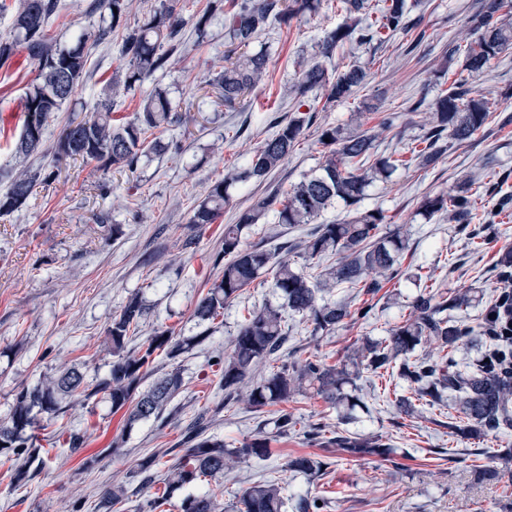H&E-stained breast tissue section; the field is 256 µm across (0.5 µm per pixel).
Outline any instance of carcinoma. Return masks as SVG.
<instances>
[{"label": "carcinoma", "instance_id": "obj_1", "mask_svg": "<svg viewBox=\"0 0 512 512\" xmlns=\"http://www.w3.org/2000/svg\"><path fill=\"white\" fill-rule=\"evenodd\" d=\"M180 0H159V5L144 20L125 27L122 47L128 68L124 77L112 82L108 96L92 106L88 120L71 118L63 126L52 150L54 156L82 158L98 163L107 173L134 171L152 155L169 148L161 139H148L154 130L166 131L182 122L179 103L168 91L158 86L142 99L134 118L122 121L112 116L113 99L120 93L141 87L157 72L165 69L169 59L186 47L183 20L178 10ZM322 0H242L223 6L214 0L213 9L224 11V67L215 73L209 86L219 102L233 108L253 90L266 74L268 51L249 50L256 36L271 26L286 25L300 15L312 16ZM346 16L336 28L325 33L319 42V53L328 62L341 45L361 41L382 44L406 30L411 12L423 0H343ZM504 0H477V10L469 17L473 39L465 46L448 45L443 59L462 58L460 77L438 93L429 105L430 129L423 139L425 147L415 157L421 164L438 159L448 150V140L470 139L487 123L493 113L491 103L470 85V78L482 72L490 61L512 45V26L500 19ZM90 11L99 14L100 23L80 32L68 45L59 43L46 33L50 19L63 9L61 0H0V15L12 17V37L0 40V61L8 60L17 47H23L30 59L38 63V74L25 93L23 124L15 149V157L23 162L10 172L8 188L0 193V215H8L25 206L40 181L54 178L46 167L26 164L43 146L50 119L70 101L80 81L88 76V44L106 40L112 30L123 25L132 10V0H92ZM212 14L203 12L194 24V43L201 45L208 34ZM367 70L349 63L341 71L330 73L320 63L298 61V77L290 87L297 98L298 111L275 125L259 146L249 169V176L262 182L284 164L304 129L312 124L313 108L302 112L307 94L327 91V100L340 102L352 97L365 83ZM320 141L327 153L319 173L303 177L281 194L266 197L243 210L234 224L224 225V263L220 276L196 302L193 315L200 323L213 322L224 313V306L237 299L259 275H270L269 287L283 300L280 305H266L248 313L233 336L229 353L224 356L220 385L225 398L260 409L288 401L293 395L310 392L342 414L361 401L362 388L357 381L367 372L375 377H395L407 383V394H394L393 405L408 416L422 413L425 405L446 404L464 422L459 431L474 439L512 428V320L496 319L497 311L512 310V292L504 290L485 311L479 334L449 312L468 308L481 299L477 288H463L449 298L418 294L408 303L410 313L388 335L363 338L346 359L335 365L319 360L284 362L268 376L254 379L259 363L275 357L288 340V315L298 314L312 326V335L329 334L345 320L368 314L364 309L350 311L348 303L328 298L338 288H358L366 294L378 292L383 284L399 276V259L408 248V238L401 230L381 232L384 214L379 208L360 209L366 188L376 181H386L400 164L390 156L374 155V139L368 134L351 132L342 126L322 129ZM240 174L232 169L210 186L205 199L194 210L191 223L205 227L224 212L230 189ZM475 183L471 175L457 179L453 198L426 195L420 202V213L433 216L448 212L457 224L471 221L470 190ZM341 202L348 216L340 222L320 224L318 219ZM275 204L278 223L290 227L313 224L315 229L300 242L306 261L323 260L336 253V261L316 273L306 267L296 268L286 256L262 247L246 245L243 229L259 223ZM147 315L142 298L130 297L120 313L112 318L107 335L112 345V366L104 378L84 381V375L71 367L58 376H48L32 389L24 388L14 398L7 420L0 422V454L14 459L11 480L26 484L42 471L44 460L37 448L41 415L51 420L64 413L63 402L77 396L89 401L99 394L106 396L112 410L125 411L127 424L159 418L164 407L181 390L183 380L171 371L143 386L147 369L163 353L173 359L206 336L182 339L169 330H158L145 343L128 347L131 331ZM471 344L481 356L459 364L453 353ZM441 353L440 360L430 354H416L423 346ZM298 423L292 413L281 411L270 420L277 436H286ZM304 434L320 440L336 454L349 456L375 455L390 458L395 449L374 436L347 430H336L327 437L321 426L308 425ZM269 432L259 429L254 438L233 450L224 441L205 435L201 423L192 424L183 437L189 445L167 472L166 489L175 492L193 487L198 481L216 478L250 458L271 456ZM330 465L326 459L300 455L288 459L285 468L314 481ZM285 487L274 480H263L243 488L236 508L239 512H283ZM321 497L300 495L294 499L295 512H322L317 504ZM180 512H224L216 493L205 491L186 495Z\"/></svg>", "mask_w": 512, "mask_h": 512}]
</instances>
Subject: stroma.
<instances>
[{"label":"stroma","mask_w":512,"mask_h":512,"mask_svg":"<svg viewBox=\"0 0 512 512\" xmlns=\"http://www.w3.org/2000/svg\"><path fill=\"white\" fill-rule=\"evenodd\" d=\"M474 2L427 0L413 15L417 32L425 34L418 49L410 47L416 32L397 33L377 48L350 42L337 49V63L366 66L365 85L342 102L318 97L316 121L305 129L287 162L265 182L238 183L214 224L200 228L190 219L209 185L222 179L225 170L247 167L262 139L272 133V120L294 112L296 101L284 96L283 89L296 80L298 55L313 56L324 33L343 21L342 0H324L318 15L298 17L261 34L259 43L269 47L264 80L238 111L208 108L188 130L172 127L171 137L181 141L180 153L161 154L134 174H111L107 195L96 187L94 163L61 159L58 178L37 185L21 211L0 217V421L8 416L15 393L34 387L44 376L70 367L88 379L105 376L112 364L107 330L131 295H139L150 309L132 346L166 327L178 336L198 339L188 353L174 359L160 355L152 364L154 375L176 370L183 378L180 394L160 420L127 424L124 412L113 411L100 395L70 404L55 429L42 431L46 466L33 481L13 485L11 463L0 456V512H98L103 495L120 485L127 494L112 512H179L176 496L152 507L153 487L130 479L139 463L157 456L154 477L163 479L176 460L174 450L187 425L201 415L210 421L208 434L223 438L230 448L240 447L259 424L268 422L273 408L246 410L225 402L217 366L247 311L271 300L266 277H259L225 307L206 338H199L193 316L197 300L220 273L213 262L223 248L224 227L259 199L318 170L324 152L319 143L322 127L342 124L368 132L381 154L406 155L419 146L424 116L413 112L412 105L419 99L433 101L449 88L448 74L440 67L442 50L450 41L467 38ZM209 34L210 43L175 54L155 81L118 96L115 111L134 116L157 85L183 101L197 100L206 80L224 64L223 20H215ZM122 42L116 30L110 40L92 48L93 75L80 82L49 125L48 143L56 142L75 110L123 76L127 60L121 54ZM36 74V63L22 48L0 64V168L15 162L23 97ZM472 82L496 103L485 128L464 143H451L436 162L410 165L391 181L370 186L361 203L365 209L383 210L384 230L400 226L407 231L409 247L401 260L406 278L386 284L374 296L354 288L336 290V299L355 310L369 309L370 314L348 320L330 335H312L299 317H290V358L336 364L360 337L386 336L388 329L407 319L408 300L420 293L438 297L469 286L482 288L489 298L501 293L495 265L502 251L512 249V209L495 215V198L477 196L473 221L488 227L487 239L479 246L461 225L449 222L447 213L427 219L418 211L423 196L451 194L457 178L467 172L476 174L477 185L498 182L512 192V47ZM387 117L393 120L388 128L382 125ZM104 214L110 215V223H99ZM304 234L303 228L278 224L270 214L264 223L244 229L242 239L274 251L289 247L290 259L300 266L304 258L296 245ZM360 385L363 404L355 408L348 429L390 443L398 450L394 459L340 458L310 482L286 470V459L322 458L327 451L294 432L274 442L270 460L252 458L219 477L224 512H233L242 488L269 478L279 479L293 496L323 492L328 500L324 512H512V480L478 484L471 471L484 464L512 470V461L502 458L505 445L512 443V431L465 439L453 428L458 421L453 409L427 406L421 418H411L379 401L385 380L367 373ZM76 431L83 434L84 443L74 453L68 439ZM114 444L119 453L111 452Z\"/></svg>","instance_id":"1"}]
</instances>
